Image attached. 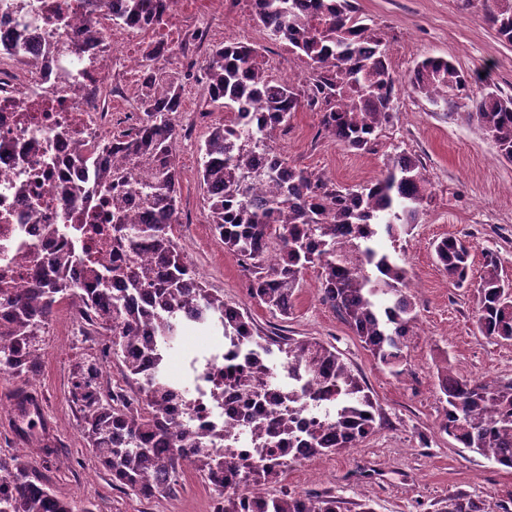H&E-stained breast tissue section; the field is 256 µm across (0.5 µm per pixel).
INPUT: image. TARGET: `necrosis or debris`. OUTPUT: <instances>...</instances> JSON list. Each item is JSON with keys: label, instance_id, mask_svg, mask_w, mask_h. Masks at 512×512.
Masks as SVG:
<instances>
[{"label": "necrosis or debris", "instance_id": "obj_1", "mask_svg": "<svg viewBox=\"0 0 512 512\" xmlns=\"http://www.w3.org/2000/svg\"><path fill=\"white\" fill-rule=\"evenodd\" d=\"M201 0H171L166 24L157 36L143 40L124 56L127 72L139 74L128 84L112 76V59L102 40L123 0H111L99 15V34L85 38L80 53L59 52V29L82 28L84 0H0V277L14 288L27 284L34 260L48 261L59 245L77 255L92 253L96 264L112 262V249L87 250L76 228L80 217L94 212L92 199L69 200L54 186L62 177L90 185L108 168V155H96L93 165L75 163L78 149L91 139L111 137L115 99L137 105L145 96L163 93L149 62L166 60L175 48L203 46L211 29L198 25L192 10ZM27 185L28 195L17 191ZM62 227L49 238L46 225ZM237 351L236 338L225 336L205 353L184 362L178 383L182 400L172 419L193 431L213 436L218 448L236 449V461L258 463V448L233 396H218L224 359Z\"/></svg>", "mask_w": 512, "mask_h": 512}]
</instances>
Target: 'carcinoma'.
<instances>
[{
    "mask_svg": "<svg viewBox=\"0 0 512 512\" xmlns=\"http://www.w3.org/2000/svg\"><path fill=\"white\" fill-rule=\"evenodd\" d=\"M486 18L500 39L512 44V0H485ZM165 0H126L112 18L118 26L156 25ZM253 21L270 39L305 60L310 76L293 85L274 80L262 49L233 42L215 46L206 69V90L233 118L213 128L200 145V180L211 202L214 232L224 248L254 270L250 296L286 316L295 289L310 268L319 269L322 301L370 352L399 375L416 315L407 269L374 247L385 232L419 221L429 197L420 160L391 158L383 175L346 188L326 175L298 168L276 151L278 134L288 131L294 113L317 112L322 128L358 151L369 150L393 118L397 80L389 69L383 40L374 24L359 15L351 0H256ZM79 33L63 29L58 46L80 50ZM410 89L435 105L454 109L472 102L475 119L500 155L512 160V98L496 92L473 95L472 76L445 57L427 56L409 75ZM254 101L263 103L251 111ZM172 97L148 103L138 124L112 140L95 142L112 155L111 169L100 173L90 194L112 203V268L89 262L83 283L69 279L75 259L58 253L38 264L26 287L0 285V372L19 365L34 372L42 339L60 302L70 300L86 318L87 334L104 336L100 354L81 365L71 384L70 401L83 420L85 447L123 492L151 500L177 485L181 449L189 448L194 470L214 480L213 512H347L333 494L266 496L249 490L261 479L277 478L298 461L293 449L324 456L355 447L375 431L380 410L359 377L336 351L315 338L254 336L248 314L224 303L205 288L198 272L184 263L174 240L179 207L176 144L180 135ZM448 280L460 284L470 271L471 246L448 237L434 247ZM145 304L134 306L135 298ZM475 325L498 343L512 342V283L505 281L497 256L489 254L476 288ZM219 315L224 335L244 345L242 356L224 364V390L243 406L255 438L271 449L266 462L242 466L213 450L212 438L179 428L166 404L178 390L165 378L146 375V363L162 360L161 340L180 324H204ZM277 346L284 363L301 368L304 384L288 392L302 409L309 401L336 404L330 423L295 429L278 416L281 395L270 385L271 368L262 354ZM120 361L135 387L100 391L103 364ZM445 396L440 430L463 447L512 469V378L467 379L446 365L438 372ZM0 512H95L78 510L59 497L31 468L0 452ZM438 512H484V504L450 493Z\"/></svg>",
    "mask_w": 512,
    "mask_h": 512,
    "instance_id": "carcinoma-1",
    "label": "carcinoma"
}]
</instances>
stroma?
<instances>
[{
	"mask_svg": "<svg viewBox=\"0 0 512 512\" xmlns=\"http://www.w3.org/2000/svg\"><path fill=\"white\" fill-rule=\"evenodd\" d=\"M384 38L387 62L399 85L394 116L373 149L360 152L322 130L315 112H296L291 127L275 146L290 164L324 173L341 186L380 178L388 159L405 151L417 157L432 195L410 234L398 241L381 238L385 250H397L410 272L418 315L407 348L406 372L394 377L378 364L358 337L321 300L316 269L303 275L288 316L254 302L248 288L253 274L215 237L210 210L199 180V159L180 157V204L175 241L184 261L203 277L211 292L248 312L258 334L313 337L334 346L367 386L381 409L375 432L345 453L297 462L265 484V492L335 493L348 504L369 503L374 512H435L448 493L482 501L486 512H512V469L463 448L441 433L447 404L436 369L450 362L468 378L512 377V344H496L476 332L474 289L485 253L496 255L502 274L512 280V161L468 116L467 108L447 110L429 103L406 85L415 62L427 55L452 60L467 73L482 74V91L512 96V45L498 39L482 0H353ZM243 0H224L223 16L213 24L225 39L251 40L264 48L275 78L303 83L305 64L286 46L248 22ZM455 236L472 245L470 283L457 287L441 271L433 244ZM42 366L35 379L0 376V404L30 388L42 398L48 439L62 454H85L80 416L69 400L71 382L93 342L61 336L47 325ZM0 450L20 462L35 463L43 480L65 498L93 502L96 512H211V495L192 468L178 485L145 501L113 486L94 460L60 472L38 460V448L18 435L9 417L0 415Z\"/></svg>",
	"mask_w": 512,
	"mask_h": 512,
	"instance_id": "1",
	"label": "stroma"
}]
</instances>
